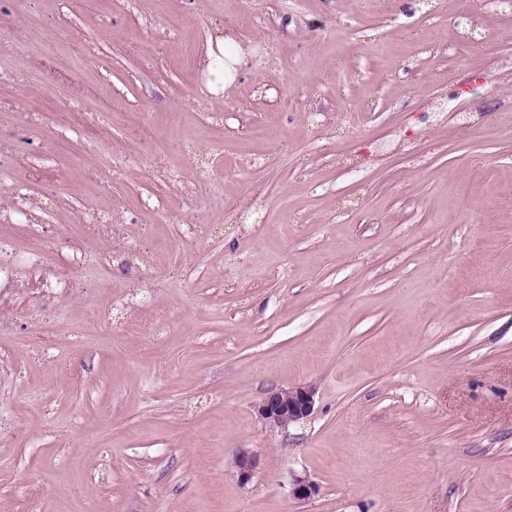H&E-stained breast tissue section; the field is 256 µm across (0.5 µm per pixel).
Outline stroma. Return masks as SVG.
<instances>
[{"label":"stroma","mask_w":512,"mask_h":512,"mask_svg":"<svg viewBox=\"0 0 512 512\" xmlns=\"http://www.w3.org/2000/svg\"><path fill=\"white\" fill-rule=\"evenodd\" d=\"M11 9L84 53L120 168L28 171L58 129L25 133L41 84L9 57L0 166L39 206L0 187V512H512V0ZM298 385L312 416L266 427L255 403ZM219 51L224 53V62L213 59L214 51L210 49L206 70L210 89L225 95L236 85V71L243 50L232 37L224 35L223 48L219 47ZM233 464L239 481L242 484H247L258 469L260 461L257 455L240 451L235 455Z\"/></svg>","instance_id":"35a3bbf8"}]
</instances>
